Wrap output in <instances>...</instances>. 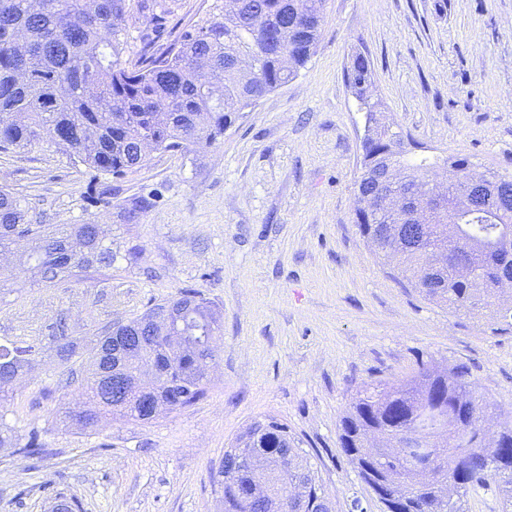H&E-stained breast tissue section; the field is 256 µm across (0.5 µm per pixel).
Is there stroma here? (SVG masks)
<instances>
[{
  "label": "stroma",
  "instance_id": "stroma-1",
  "mask_svg": "<svg viewBox=\"0 0 512 512\" xmlns=\"http://www.w3.org/2000/svg\"><path fill=\"white\" fill-rule=\"evenodd\" d=\"M368 56L383 119L415 141L512 167V0H327L313 54L288 84L190 156L150 153L98 200L91 171L41 142L0 153V186L37 224L111 230L112 268L51 286L18 275L0 288V343L38 341L35 366L0 408L19 438L40 431L33 462L0 448V512H217L224 450L272 416L311 448L336 512H382L338 442L365 383L411 375L419 361L470 368L478 390L512 411V331L402 287L355 226L364 117L347 83ZM153 205L124 225L119 205ZM139 247L135 260L124 255ZM223 316L208 396L149 424L104 416L94 431L64 419L88 395V352L113 323L181 289ZM65 320L79 347L54 350Z\"/></svg>",
  "mask_w": 512,
  "mask_h": 512
}]
</instances>
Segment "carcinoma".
<instances>
[{"label":"carcinoma","instance_id":"carcinoma-1","mask_svg":"<svg viewBox=\"0 0 512 512\" xmlns=\"http://www.w3.org/2000/svg\"><path fill=\"white\" fill-rule=\"evenodd\" d=\"M326 0H232L206 21L179 30L164 50L156 39L167 32L159 0H138L150 36L135 62L123 59L128 43L129 0H0V152L47 141L88 169L116 179L137 171L148 151L195 153L252 111L305 67L320 36ZM289 57L291 66L282 64ZM255 64L257 76L239 77L236 62ZM224 72L221 94L210 74ZM348 84L365 114L368 138L360 144L357 230L374 237L376 225L362 207L377 174L393 157L416 178L433 182L444 168L448 181L443 218L415 241L400 245L396 278L430 300L470 311L489 304L498 285L512 279V171L492 169L481 199L463 209L452 196L459 179L480 163L468 157L428 155L409 159V142L378 117L365 97L373 81L370 60L356 54ZM151 207L147 198L122 208L137 224ZM29 245L22 272L48 285L89 268L110 269L116 260L112 235L100 224H32L17 193L0 188V253ZM436 254L446 265L431 283ZM169 312L180 340L173 343L153 325ZM221 314L194 289L151 307L141 317L106 330L89 353L90 394L86 409L67 417L85 429L98 427L102 411L148 423V405L163 401L170 410L204 400L210 380ZM63 364L77 342L56 337ZM39 347L0 344V407L13 385L34 366ZM130 380L117 399L101 391V379L115 366ZM495 404L480 395L467 368L436 372L423 363L397 381L368 383L356 391L342 417L339 444L385 512H469L471 494L497 484L500 512H512V416L487 426ZM304 442L288 423L274 417L254 420L230 448L221 466L220 512H332V501ZM0 448L25 458L43 454L36 432L25 443L0 428ZM266 467L264 495L253 498L256 463Z\"/></svg>","mask_w":512,"mask_h":512}]
</instances>
